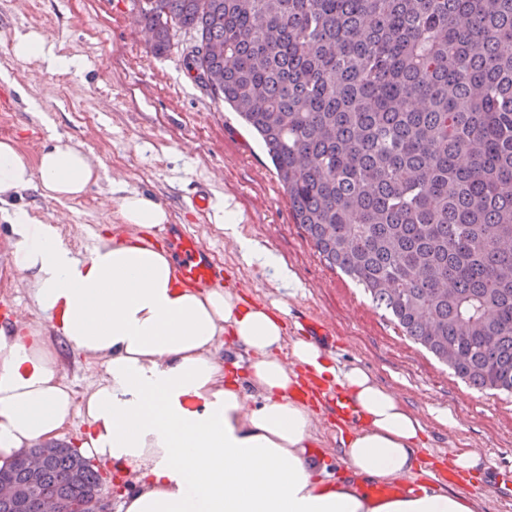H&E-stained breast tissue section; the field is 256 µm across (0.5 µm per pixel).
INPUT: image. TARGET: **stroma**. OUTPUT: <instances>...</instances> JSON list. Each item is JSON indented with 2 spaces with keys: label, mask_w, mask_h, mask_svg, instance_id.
Instances as JSON below:
<instances>
[{
  "label": "stroma",
  "mask_w": 512,
  "mask_h": 512,
  "mask_svg": "<svg viewBox=\"0 0 512 512\" xmlns=\"http://www.w3.org/2000/svg\"><path fill=\"white\" fill-rule=\"evenodd\" d=\"M30 29L52 34L61 54L82 59V71L50 73L15 59L12 36ZM51 132L102 167L101 180L79 199L60 203L30 190L20 200L32 215L59 225L73 251L87 244L85 226L125 235L111 183L149 195L167 208L171 223L212 249L227 268L225 284L243 300L284 305L288 337H304V319L318 318L336 337L323 348L331 362L364 367L398 391L426 424L421 459L445 462L456 449L474 450L482 464L465 475L474 484L512 471V397L457 378L404 337L361 286L326 266L294 223L258 136L188 76L178 51L153 53L133 0H0V138L16 139L33 161ZM200 187L212 202L203 212L190 201ZM225 202L239 212L244 234L287 264L298 287H285L272 269L243 258L216 219V205ZM8 238L0 220V299L14 304L17 318L49 328L14 267ZM53 343L62 375L83 397L104 376L101 359L72 350L62 337ZM440 412L450 413L456 426L436 421Z\"/></svg>",
  "instance_id": "stroma-1"
}]
</instances>
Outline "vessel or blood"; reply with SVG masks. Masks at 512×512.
I'll use <instances>...</instances> for the list:
<instances>
[{
    "instance_id": "vessel-or-blood-1",
    "label": "vessel or blood",
    "mask_w": 512,
    "mask_h": 512,
    "mask_svg": "<svg viewBox=\"0 0 512 512\" xmlns=\"http://www.w3.org/2000/svg\"><path fill=\"white\" fill-rule=\"evenodd\" d=\"M165 235L176 256L180 280L198 288H208L223 281V266L198 238L176 225L168 226ZM326 403L337 427L348 428L361 423L363 411L344 389L333 390L327 395Z\"/></svg>"
}]
</instances>
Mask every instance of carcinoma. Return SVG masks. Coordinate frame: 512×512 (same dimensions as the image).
<instances>
[{
	"label": "carcinoma",
	"instance_id": "obj_1",
	"mask_svg": "<svg viewBox=\"0 0 512 512\" xmlns=\"http://www.w3.org/2000/svg\"><path fill=\"white\" fill-rule=\"evenodd\" d=\"M263 140L294 222L403 336L512 396V0H136ZM218 47L220 55L201 53ZM98 467L40 485L93 501Z\"/></svg>",
	"mask_w": 512,
	"mask_h": 512
}]
</instances>
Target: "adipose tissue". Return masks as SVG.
I'll list each match as a JSON object with an SVG mask.
<instances>
[{"label": "adipose tissue", "instance_id": "adipose-tissue-1", "mask_svg": "<svg viewBox=\"0 0 512 512\" xmlns=\"http://www.w3.org/2000/svg\"><path fill=\"white\" fill-rule=\"evenodd\" d=\"M12 52L51 72L81 67L46 32L15 34ZM99 179L98 167L63 136L48 135L33 163L0 139V219L10 226L14 264L67 344L102 357L105 370L76 400L42 330L0 327V468L79 415L87 425L80 454L132 473L118 512H477L475 501L429 481L372 500L368 484L413 476L423 419L364 368L337 366L316 343L288 339L281 305L245 306L228 289L179 283L168 250L145 238L170 220L160 203L113 186L137 235L100 240L84 255L56 225L16 204L31 189L72 201ZM224 232L247 261L292 282L273 252L242 234L233 210L224 212ZM304 370L346 389L366 415L338 450L345 481L313 461L314 416L294 397Z\"/></svg>", "mask_w": 512, "mask_h": 512}]
</instances>
